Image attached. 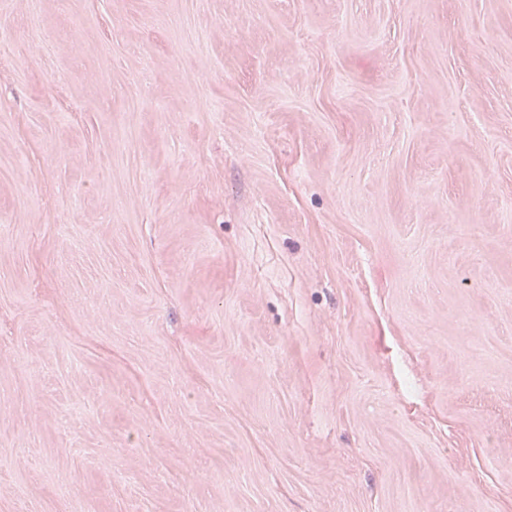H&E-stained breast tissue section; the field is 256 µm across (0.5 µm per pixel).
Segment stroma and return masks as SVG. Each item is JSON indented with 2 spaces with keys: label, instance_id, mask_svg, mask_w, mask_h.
Listing matches in <instances>:
<instances>
[{
  "label": "stroma",
  "instance_id": "stroma-1",
  "mask_svg": "<svg viewBox=\"0 0 512 512\" xmlns=\"http://www.w3.org/2000/svg\"><path fill=\"white\" fill-rule=\"evenodd\" d=\"M0 512H512V0H0Z\"/></svg>",
  "mask_w": 512,
  "mask_h": 512
}]
</instances>
